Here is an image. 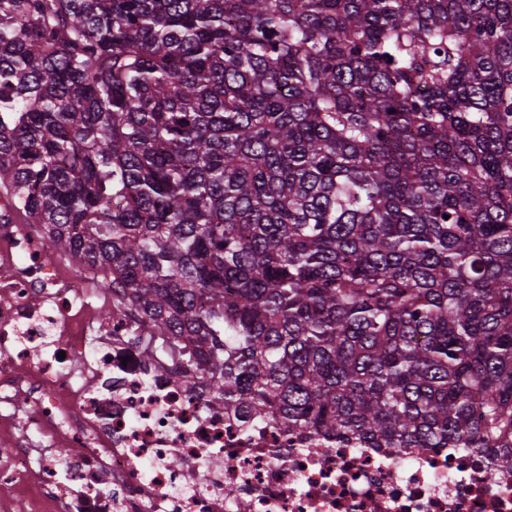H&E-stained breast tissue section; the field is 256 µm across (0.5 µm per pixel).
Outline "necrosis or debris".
<instances>
[{
  "label": "necrosis or debris",
  "mask_w": 512,
  "mask_h": 512,
  "mask_svg": "<svg viewBox=\"0 0 512 512\" xmlns=\"http://www.w3.org/2000/svg\"><path fill=\"white\" fill-rule=\"evenodd\" d=\"M111 301L39 225L0 223V512H512L484 451L334 448L225 414L143 362L145 324L102 319Z\"/></svg>",
  "instance_id": "1"
}]
</instances>
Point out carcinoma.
<instances>
[{
  "label": "carcinoma",
  "instance_id": "cac0c4a2",
  "mask_svg": "<svg viewBox=\"0 0 512 512\" xmlns=\"http://www.w3.org/2000/svg\"><path fill=\"white\" fill-rule=\"evenodd\" d=\"M0 201L224 411L512 466V0H0Z\"/></svg>",
  "mask_w": 512,
  "mask_h": 512
}]
</instances>
